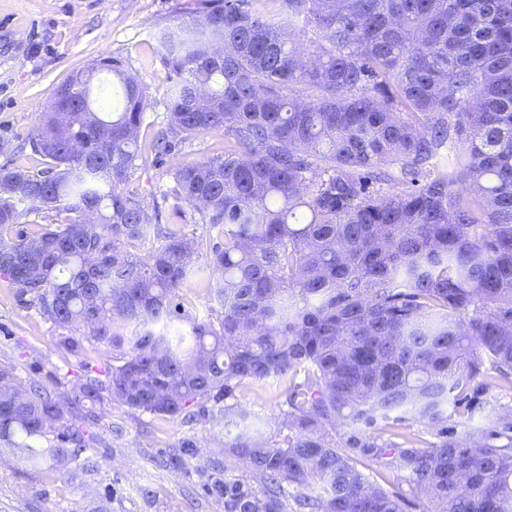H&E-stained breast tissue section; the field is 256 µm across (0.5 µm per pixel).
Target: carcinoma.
<instances>
[{
    "mask_svg": "<svg viewBox=\"0 0 512 512\" xmlns=\"http://www.w3.org/2000/svg\"><path fill=\"white\" fill-rule=\"evenodd\" d=\"M275 2L224 0L158 34L167 120L149 150L224 134V154L172 172L217 239L124 190L148 99L116 60L53 91L29 140L47 167L0 166V278L67 350L112 348L66 396L0 368V442L67 464L109 400L223 420L241 474L214 465L205 486L224 512H405L366 459L433 512H512V404L470 432L445 414L512 397V0ZM190 277L218 317L184 314ZM270 378L285 388L264 436L237 395Z\"/></svg>",
    "mask_w": 512,
    "mask_h": 512,
    "instance_id": "carcinoma-1",
    "label": "carcinoma"
}]
</instances>
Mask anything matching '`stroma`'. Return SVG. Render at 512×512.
Instances as JSON below:
<instances>
[{
    "mask_svg": "<svg viewBox=\"0 0 512 512\" xmlns=\"http://www.w3.org/2000/svg\"><path fill=\"white\" fill-rule=\"evenodd\" d=\"M216 0H0V165L40 168L24 143L39 125L54 89L75 69L104 58L122 61L149 100L140 145L148 147L166 119L169 70L157 34L194 17ZM224 137L189 139L163 161L145 155L126 185L145 204H157L162 221L193 231L195 212L175 198L171 172L178 166L222 153ZM58 332L37 309L23 305L0 279V367L22 384L72 390L85 370L100 373L110 349L93 343L79 354L61 349ZM282 386L269 379L243 390L241 405L254 428H277ZM82 462L60 469L19 464L18 449L0 445V512H224L205 489L199 468L224 456V424L209 417L186 424L108 405L87 425ZM195 455L184 468L170 463L184 440Z\"/></svg>",
    "mask_w": 512,
    "mask_h": 512,
    "instance_id": "obj_1",
    "label": "stroma"
}]
</instances>
